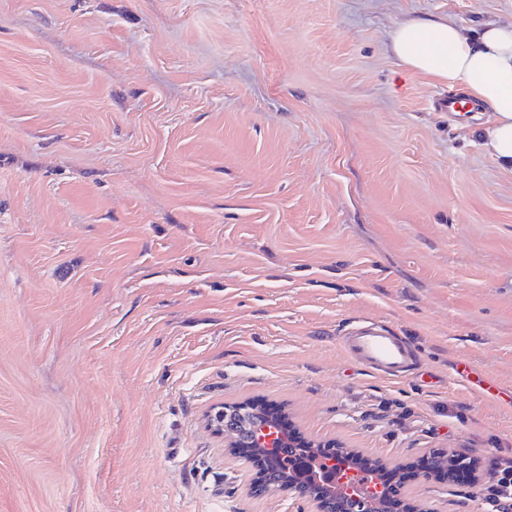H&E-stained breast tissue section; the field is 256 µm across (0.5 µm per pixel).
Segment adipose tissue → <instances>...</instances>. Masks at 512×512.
I'll return each mask as SVG.
<instances>
[{
	"mask_svg": "<svg viewBox=\"0 0 512 512\" xmlns=\"http://www.w3.org/2000/svg\"><path fill=\"white\" fill-rule=\"evenodd\" d=\"M390 49L406 71L430 76L487 106L483 145L512 169V26L483 23L466 35L448 20L418 18L394 31Z\"/></svg>",
	"mask_w": 512,
	"mask_h": 512,
	"instance_id": "obj_1",
	"label": "adipose tissue"
}]
</instances>
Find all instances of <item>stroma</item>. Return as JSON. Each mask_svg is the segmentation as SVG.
Listing matches in <instances>:
<instances>
[{
  "label": "stroma",
  "instance_id": "stroma-1",
  "mask_svg": "<svg viewBox=\"0 0 512 512\" xmlns=\"http://www.w3.org/2000/svg\"><path fill=\"white\" fill-rule=\"evenodd\" d=\"M512 0H0V512H310L206 424L278 408L490 512L512 457V172L401 23ZM376 321L409 378L352 362ZM441 449L472 481L425 477ZM493 469L498 479L496 484L491 487V500L494 507L501 502L509 503L508 508L502 511H508L512 507V458H498L493 464Z\"/></svg>",
  "mask_w": 512,
  "mask_h": 512
}]
</instances>
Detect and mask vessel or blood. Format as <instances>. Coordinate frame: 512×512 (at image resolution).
<instances>
[{
  "label": "vessel or blood",
  "instance_id": "b4317fda",
  "mask_svg": "<svg viewBox=\"0 0 512 512\" xmlns=\"http://www.w3.org/2000/svg\"><path fill=\"white\" fill-rule=\"evenodd\" d=\"M342 344L353 360L384 376L402 378L410 369L409 344L385 326L371 323L355 328L343 336Z\"/></svg>",
  "mask_w": 512,
  "mask_h": 512
}]
</instances>
